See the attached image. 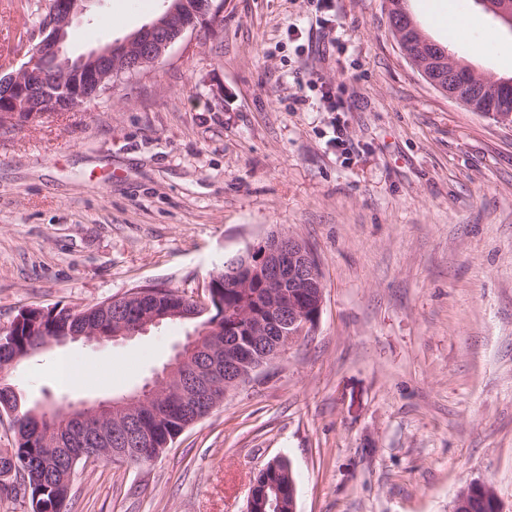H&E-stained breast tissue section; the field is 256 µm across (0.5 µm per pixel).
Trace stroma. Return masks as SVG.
Segmentation results:
<instances>
[{"mask_svg": "<svg viewBox=\"0 0 512 512\" xmlns=\"http://www.w3.org/2000/svg\"><path fill=\"white\" fill-rule=\"evenodd\" d=\"M446 3L471 20L453 52L511 75L512 33L475 0ZM33 8L0 5V62H22ZM164 8L89 0L66 50L122 41ZM273 230L319 259L312 335L151 465L78 469L72 512H246L276 456L292 464L297 512H448L476 481L512 512V129L423 79L385 0H224L148 75L0 134V328L27 306L83 308L146 284L197 295ZM185 334L70 341L13 382L28 399L108 398ZM63 359L103 371L70 383Z\"/></svg>", "mask_w": 512, "mask_h": 512, "instance_id": "35a3bbf8", "label": "stroma"}]
</instances>
